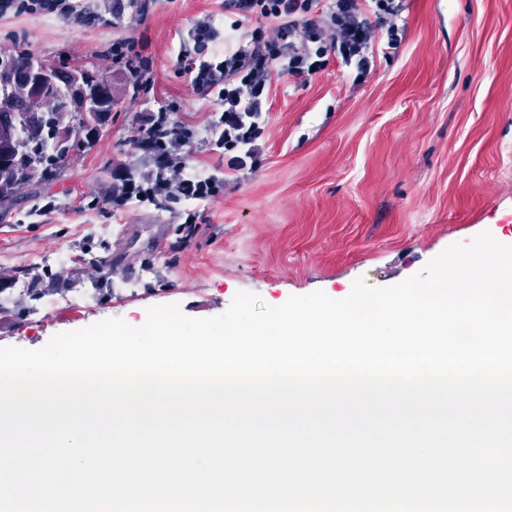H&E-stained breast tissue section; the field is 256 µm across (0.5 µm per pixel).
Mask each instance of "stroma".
Masks as SVG:
<instances>
[{"instance_id":"1","label":"stroma","mask_w":512,"mask_h":512,"mask_svg":"<svg viewBox=\"0 0 512 512\" xmlns=\"http://www.w3.org/2000/svg\"><path fill=\"white\" fill-rule=\"evenodd\" d=\"M224 0H13L0 10V53L97 68L117 99L96 138L58 179L24 185L0 209V347H43L110 317L144 323L148 307L223 313L240 291L268 305L315 290L395 284L448 246L490 232L512 245V0H402L400 42L376 27L366 78L329 57L310 76L274 79L253 143L255 163L217 150L222 107L179 61L223 48ZM216 38L199 46V27ZM188 127L175 150L186 170L223 181L218 195L112 201L118 168L142 179L139 118ZM108 224L101 238L92 225ZM67 247L72 261L42 260ZM114 269L100 270L97 258ZM135 268L133 291L119 287ZM41 278L29 303L18 271Z\"/></svg>"}]
</instances>
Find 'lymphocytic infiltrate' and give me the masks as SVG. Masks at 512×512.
Instances as JSON below:
<instances>
[{
    "instance_id": "lymphocytic-infiltrate-1",
    "label": "lymphocytic infiltrate",
    "mask_w": 512,
    "mask_h": 512,
    "mask_svg": "<svg viewBox=\"0 0 512 512\" xmlns=\"http://www.w3.org/2000/svg\"><path fill=\"white\" fill-rule=\"evenodd\" d=\"M373 17H366L357 0H336V10L328 27L311 20L314 0H225L224 6L235 9L238 18L231 28L243 29L250 23L246 43L225 45L214 52L212 60L194 69L193 84L204 92H216L228 112H256L269 92L273 77L306 76L322 69L329 54H337L354 64L360 75L371 71L369 55L375 24L386 27L389 46L398 43L394 22L401 7L397 0H371ZM303 30L301 45H294L296 30ZM170 143H163L155 174L139 182L127 181L128 198L153 200L172 195L187 199H205L222 189L213 177L180 175L169 178L172 165Z\"/></svg>"
}]
</instances>
